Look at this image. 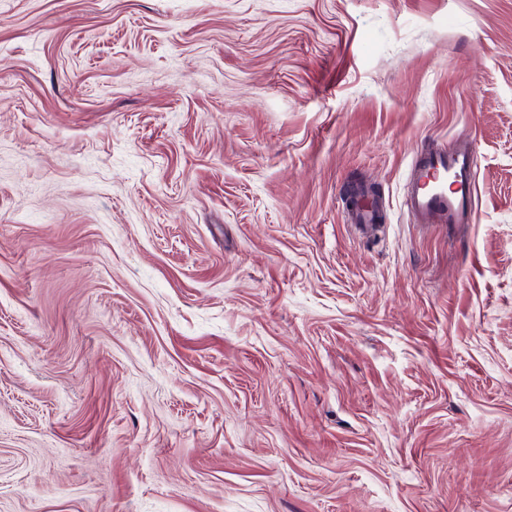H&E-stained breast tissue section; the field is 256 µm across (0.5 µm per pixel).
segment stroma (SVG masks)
<instances>
[{
    "instance_id": "35a3bbf8",
    "label": "stroma",
    "mask_w": 512,
    "mask_h": 512,
    "mask_svg": "<svg viewBox=\"0 0 512 512\" xmlns=\"http://www.w3.org/2000/svg\"><path fill=\"white\" fill-rule=\"evenodd\" d=\"M0 512H512V0H0ZM474 148L469 140L451 150L423 151L414 161L406 206L419 224H466L472 205ZM448 178L453 188L448 191ZM351 212L359 224H373L378 216L376 204L367 195H359L355 198Z\"/></svg>"
}]
</instances>
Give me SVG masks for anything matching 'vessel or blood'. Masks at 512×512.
<instances>
[{
  "label": "vessel or blood",
  "mask_w": 512,
  "mask_h": 512,
  "mask_svg": "<svg viewBox=\"0 0 512 512\" xmlns=\"http://www.w3.org/2000/svg\"><path fill=\"white\" fill-rule=\"evenodd\" d=\"M474 148L463 141L450 150L423 151L414 161L406 206L421 224H464L474 194Z\"/></svg>",
  "instance_id": "vessel-or-blood-1"
}]
</instances>
